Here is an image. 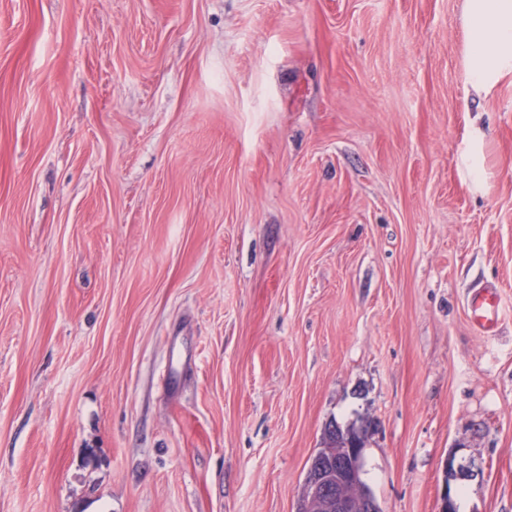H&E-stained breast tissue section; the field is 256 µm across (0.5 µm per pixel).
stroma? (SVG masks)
<instances>
[{
    "label": "stroma",
    "instance_id": "35a3bbf8",
    "mask_svg": "<svg viewBox=\"0 0 512 512\" xmlns=\"http://www.w3.org/2000/svg\"><path fill=\"white\" fill-rule=\"evenodd\" d=\"M464 51L462 0H0V512H295L365 417L382 512H512ZM473 323L484 334L493 335L500 322L499 295L494 288H487L468 301Z\"/></svg>",
    "mask_w": 512,
    "mask_h": 512
}]
</instances>
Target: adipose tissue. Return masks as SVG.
Segmentation results:
<instances>
[{
	"mask_svg": "<svg viewBox=\"0 0 512 512\" xmlns=\"http://www.w3.org/2000/svg\"><path fill=\"white\" fill-rule=\"evenodd\" d=\"M470 93L485 95L512 74V0H463Z\"/></svg>",
	"mask_w": 512,
	"mask_h": 512,
	"instance_id": "obj_1",
	"label": "adipose tissue"
}]
</instances>
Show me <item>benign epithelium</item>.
Instances as JSON below:
<instances>
[{
  "instance_id": "7a95c632",
  "label": "benign epithelium",
  "mask_w": 512,
  "mask_h": 512,
  "mask_svg": "<svg viewBox=\"0 0 512 512\" xmlns=\"http://www.w3.org/2000/svg\"><path fill=\"white\" fill-rule=\"evenodd\" d=\"M336 446L326 445L314 454V476L299 494L303 512H380V506L363 478L366 426L332 428Z\"/></svg>"
}]
</instances>
